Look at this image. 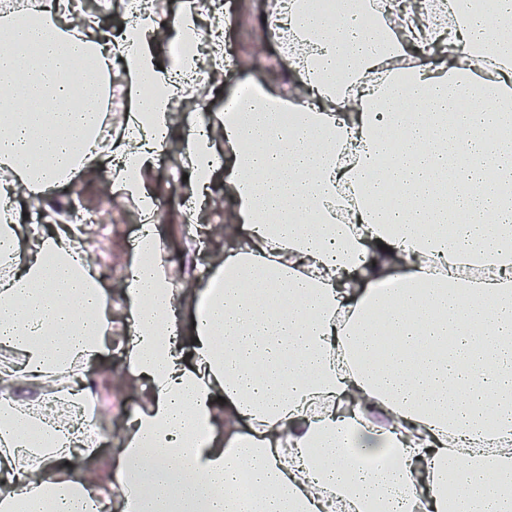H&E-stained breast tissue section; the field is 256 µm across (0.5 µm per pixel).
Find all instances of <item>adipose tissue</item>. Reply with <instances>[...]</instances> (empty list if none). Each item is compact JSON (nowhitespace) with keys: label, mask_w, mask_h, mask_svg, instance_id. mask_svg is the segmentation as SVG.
Masks as SVG:
<instances>
[{"label":"adipose tissue","mask_w":512,"mask_h":512,"mask_svg":"<svg viewBox=\"0 0 512 512\" xmlns=\"http://www.w3.org/2000/svg\"><path fill=\"white\" fill-rule=\"evenodd\" d=\"M464 4L423 0L416 18L400 0H348L337 26L314 0H291L287 21L271 19L287 24L288 58L311 97L257 84L246 107L218 122L200 114L185 136L190 193L209 194L225 169L244 229L197 283L188 357L152 226L111 291L73 225L32 230L16 197L48 198L87 176L100 120L71 103L92 88L107 96L109 73L73 78L70 47L98 61L119 42L136 117L112 194L154 209L141 174L167 145L176 76L197 67L183 47L197 11L175 21L179 48L164 68L142 5L117 39L83 35L78 19L45 4L0 20V343L27 375L69 373L84 408L75 365L111 345L117 297L131 321L127 370L150 392L101 480L58 473L57 462L91 457L95 444L59 432L50 451L33 448L31 415L1 390V502L16 512H41L47 500L55 512L111 501L120 512H448L453 485L469 512H512V32L499 27L512 21V0ZM425 41L438 43V62L382 69ZM405 91L416 107L395 111ZM302 211L314 223H297ZM471 267L494 276L473 283L462 275ZM235 418L249 433L230 427ZM359 452L379 465L359 467Z\"/></svg>","instance_id":"ef3b65f1"}]
</instances>
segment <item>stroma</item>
<instances>
[{
	"label": "stroma",
	"mask_w": 512,
	"mask_h": 512,
	"mask_svg": "<svg viewBox=\"0 0 512 512\" xmlns=\"http://www.w3.org/2000/svg\"><path fill=\"white\" fill-rule=\"evenodd\" d=\"M270 0H224V43L238 60V68L222 88L204 91L206 110L212 115L223 113L227 98L239 87L255 81L274 89L288 88L297 101H305L309 90L302 73L289 62L285 45L287 36L270 33L265 17ZM193 119L181 118L176 124L177 135L166 152L144 174L146 190L159 204L161 218L156 224L170 251L169 275L172 282L193 285L199 268L210 266L224 254V247L232 232L234 204L224 194V174L215 172L211 179L209 198L191 200L186 191L184 173L190 166L185 158L182 132L189 130ZM113 180V166L107 157H100L90 175L80 184L58 189L49 204L54 208H68L70 200L83 206L110 213L108 223L85 226L81 243L92 247L99 270L106 283L116 284L126 278L135 260V243L140 225L131 223L137 209L130 203L115 202L107 188ZM196 209L199 224L211 225L203 235L188 234L184 224L187 209ZM87 387L97 409L103 415L98 422L101 444L96 470H104L110 459L118 457L123 448L119 423L130 411L144 402L140 384L127 373L123 358L107 350L82 368Z\"/></svg>",
	"instance_id": "obj_1"
}]
</instances>
